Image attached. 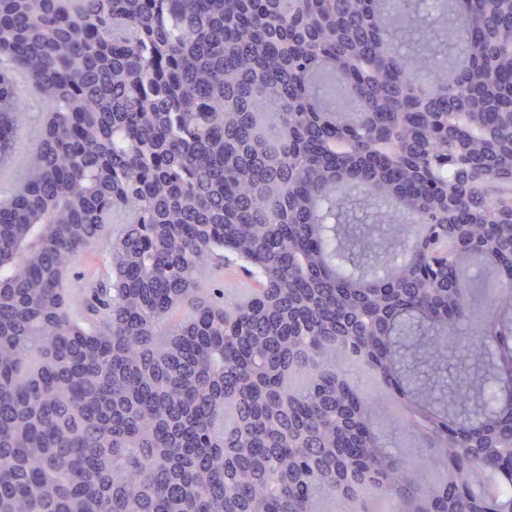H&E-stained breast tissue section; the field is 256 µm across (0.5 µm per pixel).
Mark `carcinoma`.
Listing matches in <instances>:
<instances>
[{
	"label": "carcinoma",
	"mask_w": 512,
	"mask_h": 512,
	"mask_svg": "<svg viewBox=\"0 0 512 512\" xmlns=\"http://www.w3.org/2000/svg\"><path fill=\"white\" fill-rule=\"evenodd\" d=\"M0 55V512H512V0H0ZM15 78L21 87L25 99L32 105L28 112L26 125L19 129L18 136L29 145L32 144V132L42 126L46 120V112H42L41 94L38 88L23 73H16ZM336 369L362 393L376 398L373 407L374 423L387 448L414 464L423 483H433L436 474L432 466V452L415 433L401 428L403 408L400 399L385 389L365 364L339 357L336 358ZM394 503L387 497L373 494L369 490L359 493L357 499H349L343 496L328 497L324 504L325 512H396Z\"/></svg>",
	"instance_id": "1"
}]
</instances>
